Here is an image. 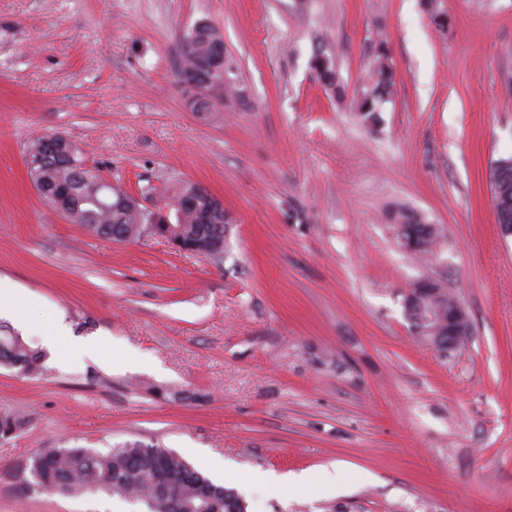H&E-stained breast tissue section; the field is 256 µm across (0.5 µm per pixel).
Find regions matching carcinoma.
Wrapping results in <instances>:
<instances>
[{"label":"carcinoma","instance_id":"carcinoma-1","mask_svg":"<svg viewBox=\"0 0 512 512\" xmlns=\"http://www.w3.org/2000/svg\"><path fill=\"white\" fill-rule=\"evenodd\" d=\"M224 37L211 24L194 26L180 42L181 65L178 82L201 69L209 85L204 87L205 100L193 102L198 112H210L224 99ZM313 69L320 82L341 91L334 62L323 53L314 56ZM373 87L357 105L361 123L372 128L379 123V106L383 97L391 94L394 75L387 49L376 48L372 71ZM45 137L33 138L27 145L25 166L33 182H41L48 190L60 187L68 190L62 199L44 196L54 208L74 223L83 225L95 236L110 239L112 231L123 234L128 241L152 223V212L142 206L133 195L115 194L104 177L86 165V160L75 144L62 138V155L49 161L42 157ZM198 183L180 180L167 188L158 200L162 207L174 214L177 237L188 253L209 256L208 240L216 232L226 233L229 220L224 209L212 207V201L203 197L199 207L212 208L211 223L197 222V210L185 205L186 199L196 195ZM493 201L498 225H512V176L493 186ZM398 237L414 240L410 254L416 258L434 255V246L441 229L429 224L415 213L396 212ZM456 298L438 281H431L424 296L410 298L404 295V313L411 326L418 327L420 314L430 311L439 316L448 310ZM0 364L15 368L25 376L43 374V354L31 348L17 334L0 324ZM28 425V419L11 409L0 408V441L17 435ZM22 484L29 491L49 494L81 496L103 492L122 500L141 504L146 512H209V500L214 496L224 499L223 512H246L242 498L232 490L213 483L176 452L139 443L113 446L100 451L93 448H46L31 458L21 475Z\"/></svg>","mask_w":512,"mask_h":512}]
</instances>
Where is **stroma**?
<instances>
[{"mask_svg": "<svg viewBox=\"0 0 512 512\" xmlns=\"http://www.w3.org/2000/svg\"><path fill=\"white\" fill-rule=\"evenodd\" d=\"M436 6L445 27L424 0H0V277L36 296L22 338L46 368L0 366V408L32 416L0 441V512H110L17 474L45 448L124 443L173 450L246 512H512V236L488 180L512 155V0ZM202 21L236 88L210 116L176 80ZM381 40L394 87L372 131L355 105ZM320 51L344 98L316 79ZM37 134L135 195L207 186L223 254L89 235L30 181ZM397 207L441 228L429 261L399 245ZM424 278L469 316L453 351L405 318ZM332 466L334 489L262 479Z\"/></svg>", "mask_w": 512, "mask_h": 512, "instance_id": "stroma-1", "label": "stroma"}]
</instances>
